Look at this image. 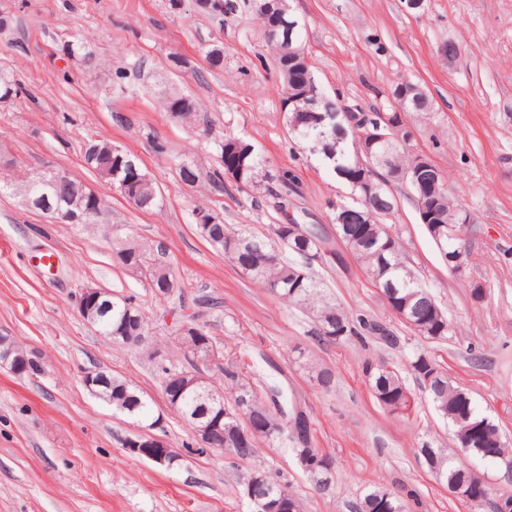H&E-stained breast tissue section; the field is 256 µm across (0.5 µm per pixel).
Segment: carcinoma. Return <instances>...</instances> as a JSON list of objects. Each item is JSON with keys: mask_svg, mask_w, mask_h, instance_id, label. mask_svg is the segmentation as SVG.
Here are the masks:
<instances>
[{"mask_svg": "<svg viewBox=\"0 0 512 512\" xmlns=\"http://www.w3.org/2000/svg\"><path fill=\"white\" fill-rule=\"evenodd\" d=\"M200 9L214 18H223L233 11L236 5L232 0H199ZM253 7L268 27L279 22L276 7L269 0H253ZM286 29L280 28L276 41L272 42L276 52L273 68L280 78L282 100L288 103L284 107V118L291 139L308 144L317 154L319 165L327 174L346 186L351 193L361 194L358 183L360 178H371L376 174H387L386 165L399 172L419 167L417 158L408 148L406 122L412 114L431 112L433 99L426 89L413 93L416 103L410 107L401 106L393 100L391 111L371 114L359 109L347 111L339 98H331L318 92L316 110L323 122L306 124L301 120L299 110L305 107L301 96L307 86L301 81H315L311 59L288 56L281 50ZM24 94L22 84L12 74L0 71V102H14ZM167 112L183 121L197 118L196 106L192 99L183 95L166 98ZM402 113L403 119L386 126L387 139L376 147L372 156H359L363 150L359 145L360 134L374 122H384ZM96 143L105 150L111 140L103 135L99 140L88 136L81 148L83 166L102 175L101 156H89L88 144ZM236 146L239 150L241 165L235 169L223 166L206 173L211 188L224 193L225 182H231L238 188L262 186L278 199L277 209L288 214V196L297 189V176L290 169L272 172L266 169V161L257 153L255 147L239 137L226 135L219 150ZM119 154L125 157L124 165L112 169L116 176L104 179L113 189L141 210L155 208L161 200V192L156 182L136 163V159L124 150ZM180 180L193 185L200 180L198 165L190 158H183L176 164ZM47 172L38 174L26 182V186L36 191V196L46 197L56 209L66 210L79 201L93 205V220L105 214L104 204L97 191L84 183L60 172V179L53 187H43L41 182ZM425 180H437L436 190L432 193L435 216L426 225L432 232L439 224H448V215L462 211L448 193L447 177L433 162L423 170ZM400 186L409 190L414 206H419L416 191L411 185L400 179L384 184L377 195L364 201L358 199L351 209L370 217L369 223L337 224L340 232L338 246H332L331 240L316 225L304 227L309 237L294 234L292 225L283 222L272 225V236H258L234 230L221 222L212 226L208 243L224 253V258L235 265L241 273L266 288L286 303L306 309L313 317L317 328L316 338L320 343L342 342L351 338L361 341L374 337L380 342L395 346L400 337L394 330L367 316L352 315L331 302L323 293L321 283L314 275L311 265L315 261L327 258L332 252L335 259H341L338 247L349 251L378 287L385 293V300L391 312L416 335L432 341H445L452 335L454 326L448 315L440 308L434 296L422 286L416 274L402 259L401 245L392 233L390 225L384 223L387 217L398 208V200L393 188ZM279 245L289 252L305 259L306 265L299 266L280 260L274 251ZM112 255L121 267L140 274L150 288H165L172 295L176 288L175 280L168 265L152 257L147 246L131 241L119 234L112 235ZM148 317L131 296L112 295V310L104 315L98 331L103 336L132 334L148 330ZM174 339L181 346L186 365L178 368L168 365L164 360L157 361L161 377V390L170 408L189 424H208L219 427L220 434L207 448L229 455L239 460L256 457L261 441L272 443L285 439L294 456H320L326 461L331 457L311 444V435L296 433L292 423L294 410L288 409L285 399H276L271 395H262L240 377L239 372L224 366V347L210 336L205 327L191 317L176 328ZM211 366L224 375V391L220 392L205 384L202 391L192 389L180 392L166 385L169 374H180L182 380L191 382L198 366ZM410 368L420 382L436 412L448 422L456 452L449 455L441 448L424 443L421 448L428 450L429 457L424 459L428 469L438 477L445 487L468 483L474 476L471 465L474 461H487L498 467L512 464V450L505 447L500 436L499 426L484 412L479 410L468 390L452 383L447 372L426 352H418L410 362ZM363 372L375 398L396 415L408 413L413 394L399 371L384 365L367 363ZM312 377L317 385L329 388L334 384L335 375L329 368L311 364ZM109 385L102 389V399L110 402L113 409L135 421L145 420L152 412V398L134 386L129 380L108 375ZM264 474L272 484V492L282 495V502L291 505L278 512H303L302 501L289 489L288 484L275 480L266 470L257 466L247 476ZM307 478L327 493L333 489L331 471L328 469L304 470ZM419 494L414 489H403V495H396L386 489L375 488L365 492L356 505V512H410V504L418 503Z\"/></svg>", "mask_w": 512, "mask_h": 512, "instance_id": "cac0c4a2", "label": "carcinoma"}]
</instances>
